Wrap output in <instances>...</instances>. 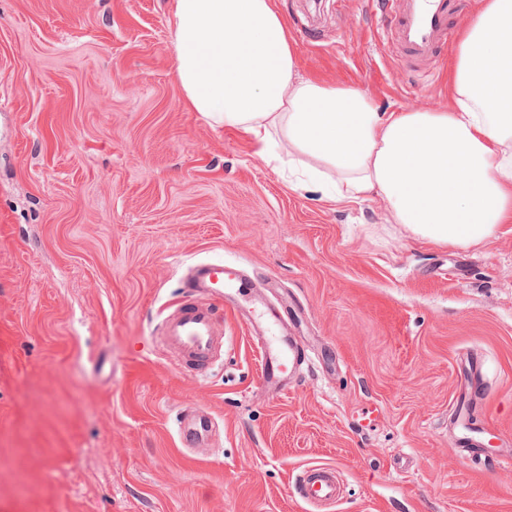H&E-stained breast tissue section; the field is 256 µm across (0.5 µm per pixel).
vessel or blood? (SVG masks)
<instances>
[{
	"instance_id": "obj_1",
	"label": "vessel or blood",
	"mask_w": 512,
	"mask_h": 512,
	"mask_svg": "<svg viewBox=\"0 0 512 512\" xmlns=\"http://www.w3.org/2000/svg\"><path fill=\"white\" fill-rule=\"evenodd\" d=\"M465 5V0H380L383 37L419 81L428 83L436 78L439 57L452 37L451 19ZM245 293L243 269L236 263L218 259L191 267L181 281L176 304L167 308L153 330L160 345L173 351L180 374L202 383L223 362L225 351L232 345L224 331V312L231 307V297ZM283 319L280 309L271 308L260 313L253 327L261 353L260 379L281 393L287 392L289 380L308 362L304 345L285 336L269 335V328ZM456 424V445L463 459L478 460L479 448L492 433L490 426L474 424L468 417L457 419ZM173 426L181 447L204 448L213 434L214 418L192 403L178 411ZM293 493L308 512H335L342 494L335 466L303 468Z\"/></svg>"
}]
</instances>
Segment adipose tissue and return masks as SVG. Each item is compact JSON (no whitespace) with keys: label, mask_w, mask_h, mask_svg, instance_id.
Returning a JSON list of instances; mask_svg holds the SVG:
<instances>
[{"label":"adipose tissue","mask_w":512,"mask_h":512,"mask_svg":"<svg viewBox=\"0 0 512 512\" xmlns=\"http://www.w3.org/2000/svg\"><path fill=\"white\" fill-rule=\"evenodd\" d=\"M170 42L192 108L262 156L280 149L299 166L293 188L383 197L391 223L441 243H485L512 222V0H478L438 111L380 112L299 76L273 0H174Z\"/></svg>","instance_id":"obj_1"}]
</instances>
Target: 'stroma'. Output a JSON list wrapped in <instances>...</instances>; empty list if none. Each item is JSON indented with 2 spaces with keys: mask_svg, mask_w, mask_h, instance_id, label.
I'll return each instance as SVG.
<instances>
[{
  "mask_svg": "<svg viewBox=\"0 0 512 512\" xmlns=\"http://www.w3.org/2000/svg\"><path fill=\"white\" fill-rule=\"evenodd\" d=\"M298 72L382 112L443 110L458 49L415 89L376 0H276ZM173 0H0V512H304L306 465L337 512H512V463L466 466L450 408L468 358L512 455V223L490 242L416 239L374 196L288 186L243 133L189 107ZM274 279L311 361L260 383L248 320L203 385L150 338L188 264ZM199 401L212 447L171 421ZM293 494L310 512H334L342 499V488L336 467L313 464L296 476Z\"/></svg>",
  "mask_w": 512,
  "mask_h": 512,
  "instance_id": "1",
  "label": "stroma"
}]
</instances>
